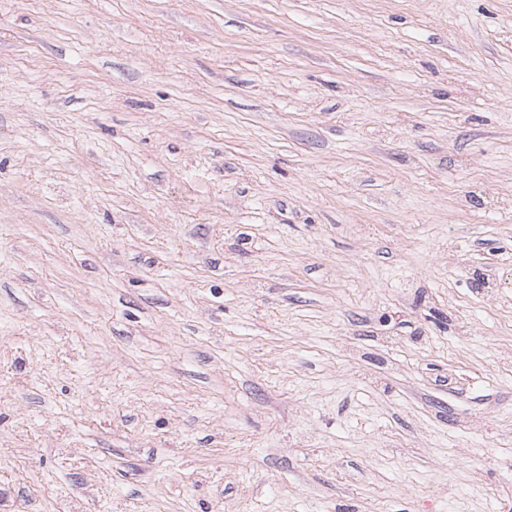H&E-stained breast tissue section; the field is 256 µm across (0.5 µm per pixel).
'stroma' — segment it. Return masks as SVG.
Masks as SVG:
<instances>
[{
  "label": "stroma",
  "instance_id": "stroma-1",
  "mask_svg": "<svg viewBox=\"0 0 512 512\" xmlns=\"http://www.w3.org/2000/svg\"><path fill=\"white\" fill-rule=\"evenodd\" d=\"M0 512H512V0H0Z\"/></svg>",
  "mask_w": 512,
  "mask_h": 512
}]
</instances>
